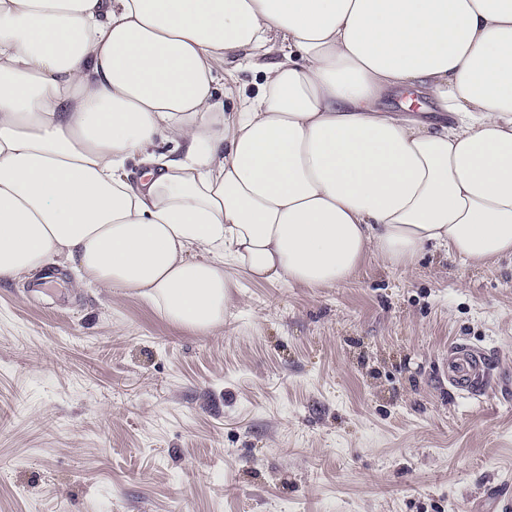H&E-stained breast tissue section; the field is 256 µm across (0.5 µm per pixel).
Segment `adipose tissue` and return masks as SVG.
<instances>
[{
    "label": "adipose tissue",
    "instance_id": "1",
    "mask_svg": "<svg viewBox=\"0 0 512 512\" xmlns=\"http://www.w3.org/2000/svg\"><path fill=\"white\" fill-rule=\"evenodd\" d=\"M231 55L261 80L228 112ZM429 245L512 257V0H0V282L64 258L206 335L240 281ZM385 105L393 110L406 112L411 115H424L433 112L436 106L425 95L413 91L394 94L383 100Z\"/></svg>",
    "mask_w": 512,
    "mask_h": 512
}]
</instances>
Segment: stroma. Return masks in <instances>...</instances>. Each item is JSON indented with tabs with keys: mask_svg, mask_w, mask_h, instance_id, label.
Listing matches in <instances>:
<instances>
[{
	"mask_svg": "<svg viewBox=\"0 0 512 512\" xmlns=\"http://www.w3.org/2000/svg\"><path fill=\"white\" fill-rule=\"evenodd\" d=\"M0 283V512H495L512 491V259L426 248L244 283L198 336L137 295ZM485 349L492 385L443 363ZM448 382L461 395H480L490 384V372L484 349L466 341L448 346Z\"/></svg>",
	"mask_w": 512,
	"mask_h": 512,
	"instance_id": "obj_1",
	"label": "stroma"
}]
</instances>
